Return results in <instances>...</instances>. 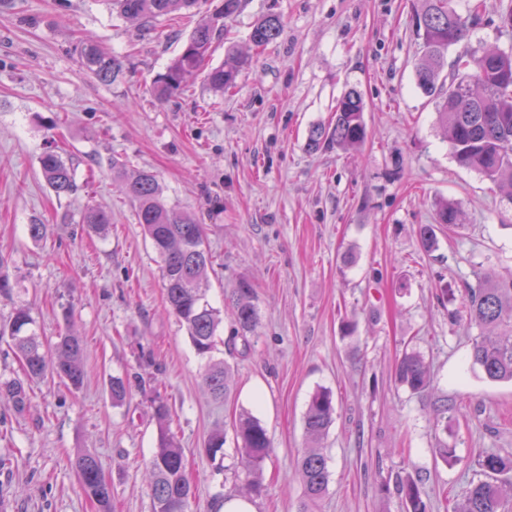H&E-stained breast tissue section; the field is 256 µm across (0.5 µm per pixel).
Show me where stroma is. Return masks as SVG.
<instances>
[{
  "label": "stroma",
  "instance_id": "stroma-1",
  "mask_svg": "<svg viewBox=\"0 0 512 512\" xmlns=\"http://www.w3.org/2000/svg\"><path fill=\"white\" fill-rule=\"evenodd\" d=\"M418 0H248L213 46L250 51L254 22L280 16L283 30L251 53L236 88L216 98L203 78L158 102V75L202 16L142 28L101 0H9L0 7V270L15 289L0 299L32 309L50 341L73 325L83 343L84 384L45 378L28 385L30 406L0 404V512H95L71 461L93 452L112 485L113 512H152L145 466L157 440L151 401L164 398L170 427L195 485L190 512H215L241 491L233 422L258 417L274 452L256 512H300L295 467L307 446L304 413L318 388L336 414L323 443L330 482L315 512H403L402 480L417 482L430 512L478 479L483 450L512 452V383L492 381L471 358L481 334L467 291L512 277V197L460 167L436 121V99L418 88ZM512 0H484L468 42L449 58L512 49L502 17ZM89 36L123 63L106 85L82 68ZM357 90L369 136L358 149L312 151L313 127ZM57 141L76 167L79 191L59 198L39 158ZM156 173L168 206L196 215L212 255L208 298L225 308L238 280L253 283L259 325L249 346L219 345L233 368L230 393L204 391V366L164 306L160 259L112 178V159ZM461 210L449 230L440 202ZM112 214L106 234L87 232L85 205ZM47 225L43 239L27 227ZM435 227L432 248L418 228ZM71 321H64V311ZM434 372L431 391L395 380L405 351ZM150 362H142V355ZM129 382L123 405L110 382ZM448 404L447 426L433 411ZM224 457L206 453L214 430ZM455 448L448 465L440 442Z\"/></svg>",
  "mask_w": 512,
  "mask_h": 512
}]
</instances>
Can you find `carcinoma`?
<instances>
[{
    "label": "carcinoma",
    "mask_w": 512,
    "mask_h": 512,
    "mask_svg": "<svg viewBox=\"0 0 512 512\" xmlns=\"http://www.w3.org/2000/svg\"><path fill=\"white\" fill-rule=\"evenodd\" d=\"M117 17L147 28L161 18L194 8L198 0H104ZM245 0H220L213 12L199 23L184 41L179 54L155 81L156 98L164 103L176 97L187 78L203 70L213 44L223 35L226 21L243 8ZM418 35L422 54L416 65V82L427 95L438 98L439 122L448 132L452 155L461 167L475 170L499 182L512 198V51H486L462 55L457 67L468 71L464 77H448V86L439 84L447 66L448 49L467 41L483 3L477 2L463 16L451 6L452 0H420ZM282 24L275 14L258 19L249 41L263 47L281 34ZM81 65L98 81L111 84L123 74L121 61L92 39L80 49ZM249 65V57L229 50L224 63L210 68L205 81L213 94L224 98V91L236 86L240 71ZM364 102L359 92L350 90L336 102L332 124L310 131L308 147L314 151L338 147L355 148L367 137ZM44 180L55 196H72L78 191L76 168L72 158L49 149L39 160ZM112 177L121 182L123 193L132 204L137 223L151 241L161 260L162 282L168 311L185 329L196 354L205 359L201 374L204 389L217 400L226 395L230 371L224 361L214 359L222 323L220 312L208 299L211 254L203 227L194 216L168 206L156 175L147 169L128 172L125 162L112 158ZM459 211L442 203L436 223L448 228L458 225ZM112 217L104 209L87 204L80 223L104 234ZM251 282L241 280L232 289L230 303L236 334L243 342L254 333L259 319ZM466 313L480 328L496 331L473 342L472 357L487 379L512 381V278L487 281L468 290ZM35 321L27 306L13 308L6 324L0 327V339L7 337L17 356L24 379L0 383V401H8L18 412L26 410L29 396L25 384L57 377L74 390L84 382L83 349L80 338L66 332L51 346L53 363L46 360V347L33 329ZM397 382L417 394L431 388L432 374L424 358L411 350L403 353L396 367ZM153 416L158 422L157 444L147 464L153 512H188L194 487L187 472L183 448L170 430V409L161 397L153 400ZM336 412L328 390L313 393L304 425L311 446L298 459L296 473L310 503L322 499L328 489L329 471L320 443L327 436ZM237 451L243 464V480L248 493L259 495L266 462L272 453L271 441L261 421L247 411L235 424ZM483 478L472 481L456 499L452 512H512L505 487H512V454L487 451L475 460ZM81 488L97 512H112V488L106 481L101 463L89 451H79L71 461ZM406 512H428L417 484H402Z\"/></svg>",
    "instance_id": "cac0c4a2"
}]
</instances>
